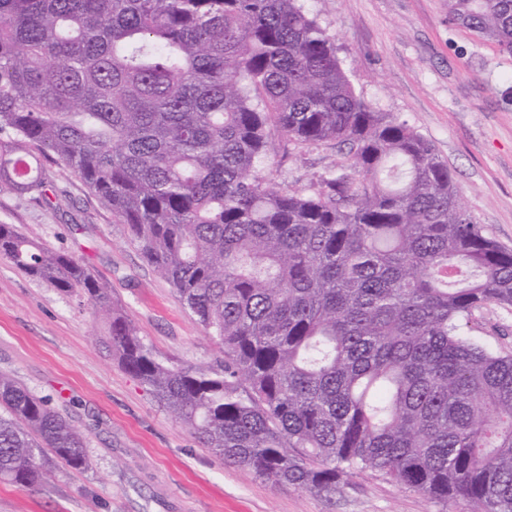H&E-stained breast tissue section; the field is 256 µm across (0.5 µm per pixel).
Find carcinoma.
I'll use <instances>...</instances> for the list:
<instances>
[{
  "label": "carcinoma",
  "mask_w": 512,
  "mask_h": 512,
  "mask_svg": "<svg viewBox=\"0 0 512 512\" xmlns=\"http://www.w3.org/2000/svg\"><path fill=\"white\" fill-rule=\"evenodd\" d=\"M306 0H0V183L40 158L81 180L224 352L161 360L68 253L0 224V256L75 294L123 368L224 463L334 492L371 468L469 512H512V354L462 330L512 306V250L448 164L352 85ZM512 54V0H448ZM332 143L312 191L264 173L273 137ZM89 466L87 436L0 374V480Z\"/></svg>",
  "instance_id": "cac0c4a2"
}]
</instances>
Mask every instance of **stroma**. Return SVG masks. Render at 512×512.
<instances>
[{
  "label": "stroma",
  "instance_id": "obj_1",
  "mask_svg": "<svg viewBox=\"0 0 512 512\" xmlns=\"http://www.w3.org/2000/svg\"><path fill=\"white\" fill-rule=\"evenodd\" d=\"M335 35L351 82L378 111L407 121L453 171L476 223L512 250V55L448 19V0H307ZM329 143L273 138L271 178L297 189L340 168ZM37 198L0 184V224L70 253L108 282L112 301L153 351L176 366L224 354L144 259L124 225L83 183L44 162ZM464 330L512 353V307L476 309ZM108 330L77 296L0 257V373L88 438V469L53 465L34 486L0 481V512H467L361 470L333 493L258 478L202 447L102 345Z\"/></svg>",
  "mask_w": 512,
  "mask_h": 512
}]
</instances>
